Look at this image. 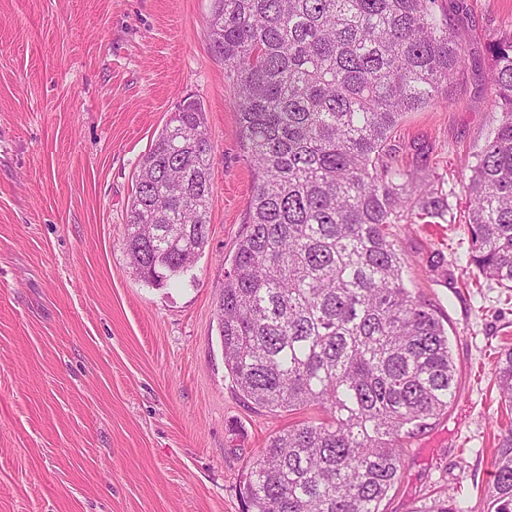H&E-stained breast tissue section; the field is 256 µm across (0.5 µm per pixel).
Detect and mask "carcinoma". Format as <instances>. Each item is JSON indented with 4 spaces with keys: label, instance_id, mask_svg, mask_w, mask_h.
<instances>
[{
    "label": "carcinoma",
    "instance_id": "cac0c4a2",
    "mask_svg": "<svg viewBox=\"0 0 512 512\" xmlns=\"http://www.w3.org/2000/svg\"><path fill=\"white\" fill-rule=\"evenodd\" d=\"M439 0H213L210 37L234 90L256 178L218 299L240 396L323 417L271 436L245 474L244 512H381L406 440L458 393L448 332L407 288L389 228L454 223L452 193L392 167L404 116L451 104L466 47ZM498 123L461 172L467 264L512 288V35L490 47ZM214 151L187 98L139 165L123 241L155 286L209 239ZM512 410V350L494 371ZM487 512H512V429L491 463ZM422 512H464L456 497Z\"/></svg>",
    "mask_w": 512,
    "mask_h": 512
}]
</instances>
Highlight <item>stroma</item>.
I'll use <instances>...</instances> for the list:
<instances>
[{
	"label": "stroma",
	"mask_w": 512,
	"mask_h": 512,
	"mask_svg": "<svg viewBox=\"0 0 512 512\" xmlns=\"http://www.w3.org/2000/svg\"><path fill=\"white\" fill-rule=\"evenodd\" d=\"M454 102L406 114L396 162L454 191L456 223L395 225L403 278L448 331L460 393L407 443L383 512L447 490L485 512L512 426L492 368L512 289L467 263L459 172L499 115L483 87L512 0H463ZM211 0H0V512H243L240 479L295 415L245 403L216 300L245 234L254 171L210 48ZM214 148L208 244L156 287L123 242L139 161L186 97ZM443 258L442 268L430 262Z\"/></svg>",
	"instance_id": "stroma-1"
}]
</instances>
